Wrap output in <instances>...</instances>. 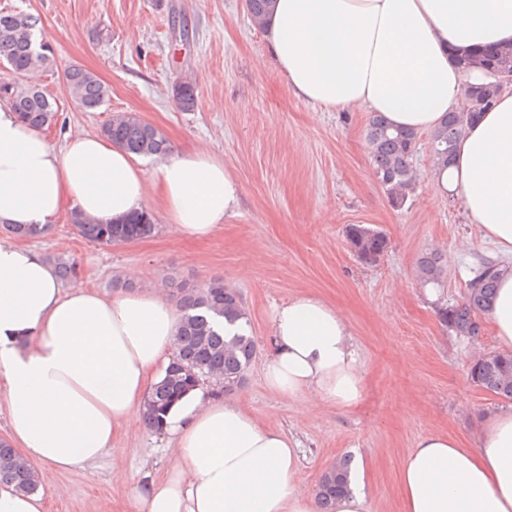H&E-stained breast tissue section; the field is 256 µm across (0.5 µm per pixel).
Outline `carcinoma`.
<instances>
[{
	"label": "carcinoma",
	"mask_w": 512,
	"mask_h": 512,
	"mask_svg": "<svg viewBox=\"0 0 512 512\" xmlns=\"http://www.w3.org/2000/svg\"><path fill=\"white\" fill-rule=\"evenodd\" d=\"M272 0H246L252 22L259 26ZM39 20L32 14L0 12V60L11 78L0 81V98L6 100L19 117L36 128L51 125L57 116L54 104L47 94L31 82V76L44 69L52 50L33 48V30ZM462 67L478 65L488 78L493 71L512 67V48H497L458 58ZM75 101L86 111L99 108L109 91L92 72L74 67L68 71ZM180 107L192 111L197 106L195 86L181 82L175 86ZM475 113L456 109L445 115L441 124L431 133L433 169H443L452 159L454 147ZM100 135L139 156L164 158L171 151L169 141L153 125L131 113L116 112L100 127ZM365 139L378 183L387 199L397 207L403 206L418 178L412 166L419 143V134L410 129H394L379 114L370 117ZM72 223L85 239L101 245L133 242L153 235L157 229L154 218L147 212L122 224H103L72 214ZM346 237L357 258L365 265H374L387 250L385 234L364 224H350ZM421 282L440 284L446 275L443 256L439 252L423 254L417 265ZM496 274L493 265L479 269L468 284L465 299L441 309L442 320L459 336L479 334V316L489 312L495 291ZM176 288L180 323L176 345L165 370L164 378L152 385L144 400L146 425L160 429L164 413L188 390L198 386V379L206 376L223 378L224 388L241 385L246 370L255 354L253 336L241 335L227 342L213 327V320H230L245 315L239 294L224 287L220 280H212L202 287L183 282H172ZM473 383L496 395L512 400V354H490L478 359L469 368ZM347 463H338L326 471L318 485L321 512H334L336 499L346 489ZM39 473L18 456L12 446L0 439V488L20 492L39 490Z\"/></svg>",
	"instance_id": "1"
}]
</instances>
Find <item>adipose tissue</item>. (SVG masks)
I'll list each match as a JSON object with an SVG mask.
<instances>
[{"label": "adipose tissue", "instance_id": "1", "mask_svg": "<svg viewBox=\"0 0 512 512\" xmlns=\"http://www.w3.org/2000/svg\"><path fill=\"white\" fill-rule=\"evenodd\" d=\"M262 30L297 99L431 131L464 84L485 80L452 52L512 44V0H275ZM152 183L182 238L210 236L239 208L238 180L209 150L149 171L96 135L55 144L0 106L1 225L44 228L67 208L119 224L142 212ZM431 184L512 257V91L467 128ZM179 317L151 290L62 289L37 252L0 242V394L20 455L39 471L93 468L142 419ZM490 323L512 348V264L497 269ZM265 379L302 410L360 403L362 359L335 305L305 293L275 308ZM164 432L176 443L166 474L135 487L134 512H320L302 490L297 443L240 406L194 388L170 407ZM400 476L403 512H512V411L491 419L473 448L445 433L421 437Z\"/></svg>", "mask_w": 512, "mask_h": 512}]
</instances>
